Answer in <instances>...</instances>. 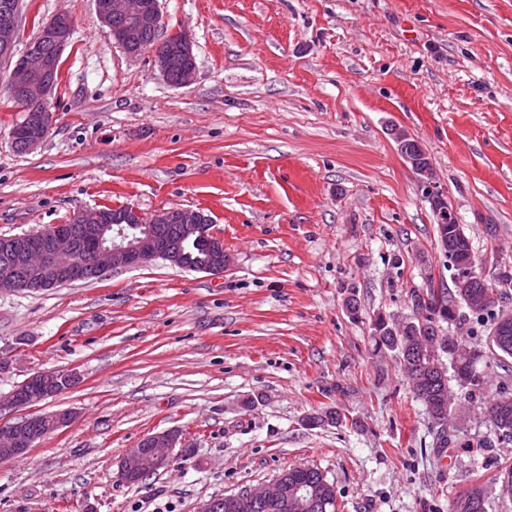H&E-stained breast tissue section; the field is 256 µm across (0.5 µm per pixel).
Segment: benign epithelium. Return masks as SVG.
I'll return each instance as SVG.
<instances>
[{
  "mask_svg": "<svg viewBox=\"0 0 512 512\" xmlns=\"http://www.w3.org/2000/svg\"><path fill=\"white\" fill-rule=\"evenodd\" d=\"M97 15L110 27L112 37L127 56L141 55L135 46L136 36L141 28L156 24L161 20L159 0H94ZM73 21L66 13H58L43 23L40 33L44 40L53 45L50 55H32L26 51L16 55L17 26L12 21L0 28V61L14 63L11 79L12 87L24 93L18 99V107L27 112V127L24 130L27 149L31 150L43 143L52 129L51 113L27 111L26 96L45 98L53 89L56 68L62 53L69 43ZM181 53L190 60L182 71L180 85L191 83L196 74L193 63V50L190 35L185 31L176 32ZM420 187L425 198L436 204L443 200V192L436 182L429 178L420 179ZM183 224L180 234L185 238L200 235L210 241L211 259L194 270L213 276L224 274L229 266V256L224 251V243L209 234L206 217L192 209L181 210ZM173 210H160L150 216L142 215L133 207L113 218L110 224L104 223L102 210L92 209L78 212L74 222L88 230L86 251L91 258L90 265L95 276L99 277L109 269L137 267L158 259L174 266L181 263V251L176 242H166L154 236L131 237L125 233L124 223L136 217L148 224H167ZM85 264L80 252L73 246L71 226L54 224L48 230L30 235L29 240L20 245L13 236L0 237V294L23 289H50L71 282L82 276ZM79 381L74 371L46 370L31 375L17 389L7 402L0 401V408L33 406L53 397ZM74 419L72 412L60 410L47 414L24 415L14 421L0 422V462L17 459L27 454L37 442L69 426ZM178 438L172 431L152 433L141 439L133 448L123 454L118 477L121 482L132 485L145 474H156L171 466L174 461L172 450ZM240 498L269 501L284 498L288 500L289 512H308L311 502L307 496L297 491L288 496V483L276 476L268 484L245 486L241 490L225 496V501L210 505L213 512H222L224 507H234Z\"/></svg>",
  "mask_w": 512,
  "mask_h": 512,
  "instance_id": "7a95c632",
  "label": "benign epithelium"
}]
</instances>
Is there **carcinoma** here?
<instances>
[{
  "mask_svg": "<svg viewBox=\"0 0 512 512\" xmlns=\"http://www.w3.org/2000/svg\"><path fill=\"white\" fill-rule=\"evenodd\" d=\"M142 50H154L167 54L172 62L167 81L173 85L181 78L182 56L177 38L168 36L159 39V30L153 26L142 28L139 37ZM402 155L411 159V166L418 172L430 170L429 158L420 143L405 134L397 135ZM437 242L448 257V262L457 266H476V258L470 239L459 224H439L436 228ZM184 261L188 265L199 264L208 259V250L203 241H187L183 244ZM505 292L496 280L478 276L464 288H422L410 293L411 314L400 320H387L377 316L371 320L375 348L396 353V357L407 378L414 397L423 405L425 414L436 428L433 447L438 451L455 444V434L448 430V414L452 412L450 387L455 385L466 402L481 398L485 378L476 370L483 357L479 351L463 348L464 337L440 332V323L457 322L470 315L483 322L499 320L500 303ZM489 350L500 366H506L512 358V335L499 340L495 333L488 336ZM448 356L443 361L442 355ZM484 414L495 434L512 439V386L508 377H502L496 395L484 401ZM483 463L470 458V471L475 474L472 485L459 492L449 504V512H487L488 494L492 491L501 499L512 500V465L502 468L490 483L481 481L479 470ZM288 487L301 485L313 497L310 512H339L340 505L334 484L317 467L303 465L285 470ZM234 512H288L286 502H245Z\"/></svg>",
  "mask_w": 512,
  "mask_h": 512,
  "instance_id": "obj_1",
  "label": "carcinoma"
}]
</instances>
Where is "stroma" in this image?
<instances>
[{
    "label": "stroma",
    "instance_id": "1",
    "mask_svg": "<svg viewBox=\"0 0 512 512\" xmlns=\"http://www.w3.org/2000/svg\"><path fill=\"white\" fill-rule=\"evenodd\" d=\"M197 74L170 85L128 58L93 0H23L17 51L41 23L74 32L52 131L13 148L21 114L0 65V235L82 209L191 208L223 276L156 260L92 281L0 294V400L32 374L81 381L31 406L73 425L0 463V512H200L211 496L318 467L341 512H448L472 454L512 465L467 407L454 448L433 429L370 320L412 290L453 288L437 220L396 135L425 149L483 276L512 275V0H160ZM356 284L361 316L344 307ZM327 410L343 425L308 426ZM171 430L172 467L117 478L127 448Z\"/></svg>",
    "mask_w": 512,
    "mask_h": 512
}]
</instances>
